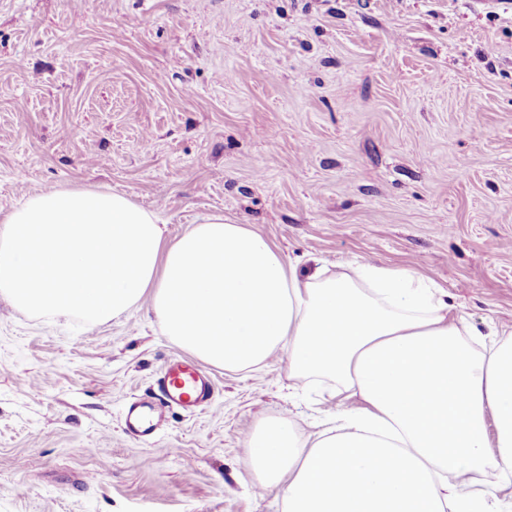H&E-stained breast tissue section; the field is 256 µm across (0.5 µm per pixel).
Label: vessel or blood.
I'll return each instance as SVG.
<instances>
[{
	"label": "vessel or blood",
	"instance_id": "b4317fda",
	"mask_svg": "<svg viewBox=\"0 0 512 512\" xmlns=\"http://www.w3.org/2000/svg\"><path fill=\"white\" fill-rule=\"evenodd\" d=\"M159 388L167 404L186 411L209 404L215 393L214 383L206 371L180 360L166 366ZM124 423L132 435L150 438L157 426V410L144 402L131 403L125 409Z\"/></svg>",
	"mask_w": 512,
	"mask_h": 512
}]
</instances>
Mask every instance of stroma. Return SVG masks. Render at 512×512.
Instances as JSON below:
<instances>
[{"label":"stroma","instance_id":"35a3bbf8","mask_svg":"<svg viewBox=\"0 0 512 512\" xmlns=\"http://www.w3.org/2000/svg\"><path fill=\"white\" fill-rule=\"evenodd\" d=\"M54 187L125 193L171 238L223 214L302 273L409 267L511 329L512 0H0V211ZM189 357L144 305L88 328L0 297V512H281L242 441L329 405L286 357L210 364V407L129 436ZM157 409L145 402H132L125 409V429L141 439L150 438L156 429Z\"/></svg>","mask_w":512,"mask_h":512}]
</instances>
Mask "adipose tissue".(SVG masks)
I'll list each match as a JSON object with an SVG mask.
<instances>
[{
    "label": "adipose tissue",
    "mask_w": 512,
    "mask_h": 512,
    "mask_svg": "<svg viewBox=\"0 0 512 512\" xmlns=\"http://www.w3.org/2000/svg\"><path fill=\"white\" fill-rule=\"evenodd\" d=\"M0 296L94 325L148 303L201 360L284 353L294 388L356 398L316 439L270 417L244 440L282 512H503L512 486V331L488 347L410 268L324 262L300 274L258 232L203 217L169 240L119 192L50 189L0 217Z\"/></svg>",
    "instance_id": "adipose-tissue-1"
}]
</instances>
